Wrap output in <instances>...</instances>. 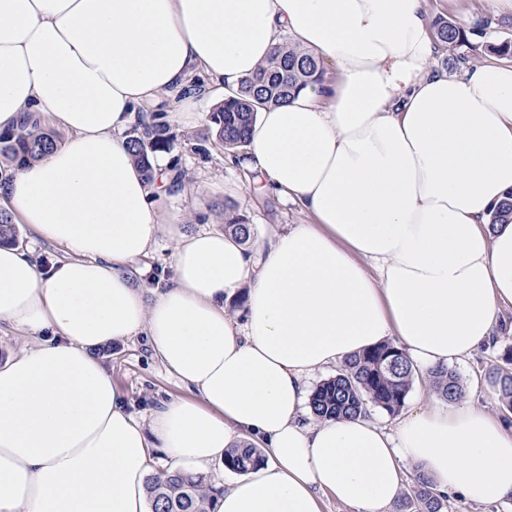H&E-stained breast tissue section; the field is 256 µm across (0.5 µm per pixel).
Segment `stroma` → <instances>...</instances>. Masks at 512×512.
<instances>
[{
  "label": "stroma",
  "mask_w": 512,
  "mask_h": 512,
  "mask_svg": "<svg viewBox=\"0 0 512 512\" xmlns=\"http://www.w3.org/2000/svg\"><path fill=\"white\" fill-rule=\"evenodd\" d=\"M431 18L445 17L465 28L476 22H489L487 33L470 36L458 49L439 50L438 70L458 73L464 65L483 63L490 57L487 42L512 40V12L498 9L493 0H429ZM214 105L211 99L199 97L194 110L199 118L188 125L177 116L164 114L162 121L175 136L177 145L170 154L173 167L184 171L188 180L182 188L170 191L158 211L164 224H180L186 231L200 229L220 231L224 228V212L232 210L252 226L248 248L265 244L273 232L291 224H308L312 218L298 205L266 188L264 181L241 167L224 163V151L211 147L209 157L198 153L200 139L209 125L208 116ZM512 347V334L499 337L495 347L480 351L469 359L454 364L464 390V402L498 415L495 388L488 372L500 365L501 354ZM112 371L114 386L122 393L128 412L148 418L160 402L187 396L188 391L170 376L153 356L145 337L115 343L101 351Z\"/></svg>",
  "instance_id": "stroma-1"
}]
</instances>
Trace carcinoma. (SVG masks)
<instances>
[{"label":"carcinoma","instance_id":"1","mask_svg":"<svg viewBox=\"0 0 512 512\" xmlns=\"http://www.w3.org/2000/svg\"><path fill=\"white\" fill-rule=\"evenodd\" d=\"M438 40L454 49L467 43L463 27L454 22L434 21ZM321 61L293 42L279 44L267 65L258 69L209 115L216 141L226 149L246 146L257 112L273 103L286 100L309 83L323 80ZM153 123L134 127L128 135L133 155L146 174L152 177L150 157L169 154L175 139L159 117ZM55 142L42 125V116L29 115L16 130L0 132V154L16 166L41 157ZM224 231L232 232L244 241L251 236V225L231 211L224 212ZM16 241L12 216L0 211V245ZM503 365L492 369L500 407L512 412V349L502 355ZM416 378L415 368L408 357L390 342L381 343L347 360L333 377L319 383L309 398L312 414L321 419L365 416L374 407L389 416L398 414ZM432 386L445 400H458L463 395L457 374L449 368L432 372ZM263 461L260 449L253 446L230 448L225 454L226 466L235 472H246ZM155 501V512H208L212 486L201 479L181 473L168 474L149 486ZM448 495L439 492L431 480L418 472L410 491L400 500L397 512H446Z\"/></svg>","mask_w":512,"mask_h":512}]
</instances>
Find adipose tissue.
<instances>
[{
    "label": "adipose tissue",
    "mask_w": 512,
    "mask_h": 512,
    "mask_svg": "<svg viewBox=\"0 0 512 512\" xmlns=\"http://www.w3.org/2000/svg\"><path fill=\"white\" fill-rule=\"evenodd\" d=\"M290 35L338 79L259 112L243 165L313 218L253 253L172 224L173 276L132 267L159 231L168 155L145 176L126 132L227 97ZM425 0H0V131H66L0 177V203L66 256L0 246V512H153L156 472L211 476V512H387L404 465L484 507L512 500V430L431 398L394 430L307 418L309 378L394 339L417 372L472 356L512 304V65L435 68ZM243 298L241 318L228 312ZM147 338L191 390L134 417L99 349ZM263 460L264 458L260 449L253 446L230 448L225 454L226 466L235 472H246L250 468L259 465ZM235 472L229 473L235 474Z\"/></svg>",
    "instance_id": "ef3b65f1"
}]
</instances>
